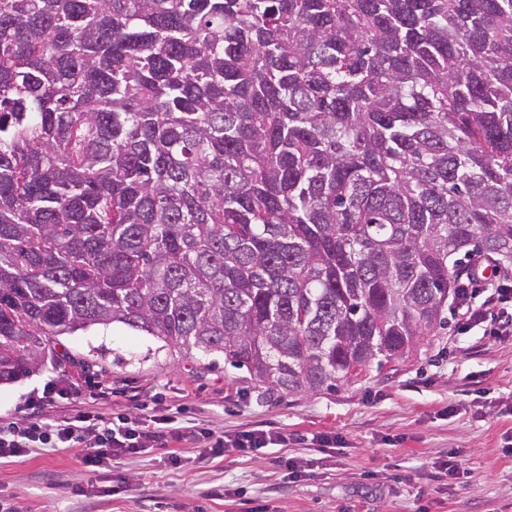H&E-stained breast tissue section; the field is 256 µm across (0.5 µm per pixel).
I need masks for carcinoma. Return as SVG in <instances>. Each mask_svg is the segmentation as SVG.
Here are the masks:
<instances>
[{
    "mask_svg": "<svg viewBox=\"0 0 512 512\" xmlns=\"http://www.w3.org/2000/svg\"><path fill=\"white\" fill-rule=\"evenodd\" d=\"M512 264V0H0V382L122 323L267 390Z\"/></svg>",
    "mask_w": 512,
    "mask_h": 512,
    "instance_id": "obj_1",
    "label": "carcinoma"
}]
</instances>
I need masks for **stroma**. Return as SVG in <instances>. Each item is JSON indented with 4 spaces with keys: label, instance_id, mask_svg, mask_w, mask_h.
<instances>
[{
    "label": "stroma",
    "instance_id": "35a3bbf8",
    "mask_svg": "<svg viewBox=\"0 0 512 512\" xmlns=\"http://www.w3.org/2000/svg\"><path fill=\"white\" fill-rule=\"evenodd\" d=\"M61 375L86 380L79 399L44 406L53 425L81 413L140 416L180 408V420L228 432L280 431L286 444L208 460L181 451L170 467L152 448L88 472L78 449L35 448L0 463V512H512V336L492 340L449 320L416 356L334 392L260 389L220 352L187 356L114 323L56 337L42 366L0 383V425ZM336 436L335 447L314 442ZM457 451V479L435 464ZM295 458L296 478L282 466Z\"/></svg>",
    "mask_w": 512,
    "mask_h": 512
}]
</instances>
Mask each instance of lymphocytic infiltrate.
<instances>
[{
	"instance_id": "1",
	"label": "lymphocytic infiltrate",
	"mask_w": 512,
	"mask_h": 512,
	"mask_svg": "<svg viewBox=\"0 0 512 512\" xmlns=\"http://www.w3.org/2000/svg\"><path fill=\"white\" fill-rule=\"evenodd\" d=\"M452 302V312L464 328L479 327L485 335L499 339L512 336L511 272L477 261ZM80 395L79 385L72 379L58 377L46 383L41 396L28 400L24 420L0 428V459L25 456L32 448H76L85 470L93 471L150 448H168L173 442L200 444L206 457L215 458L230 450L248 457L286 440L284 434L264 429L227 435L191 422L176 423L171 415L151 425L140 417L116 421L104 411L82 413L58 425L37 418L36 411L42 406Z\"/></svg>"
}]
</instances>
